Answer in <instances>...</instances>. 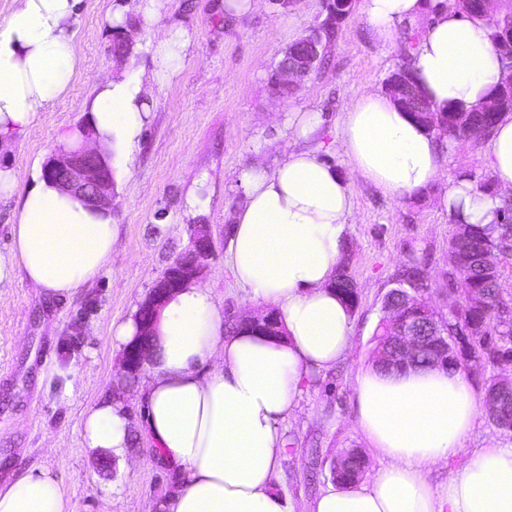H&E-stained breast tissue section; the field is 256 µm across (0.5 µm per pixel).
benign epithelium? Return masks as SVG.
<instances>
[{
  "label": "benign epithelium",
  "mask_w": 512,
  "mask_h": 512,
  "mask_svg": "<svg viewBox=\"0 0 512 512\" xmlns=\"http://www.w3.org/2000/svg\"><path fill=\"white\" fill-rule=\"evenodd\" d=\"M471 8L485 16L496 17L503 26L504 36L500 48L508 59L503 72L502 86L504 90H512V8L503 9L502 0H468ZM316 45L309 42L298 61L288 63L277 69L278 79L275 85L299 84L307 77L311 63L315 60ZM389 90L397 105L413 106V111L424 118L431 119V108L421 98L419 89L407 78H399L389 83ZM51 176L64 190L84 197L92 205L106 203L114 190L112 169L103 161L101 154L89 144L84 143L76 149L58 154L52 159ZM213 241L206 225L192 227L190 245L182 260L169 264L154 284L147 299L140 306L141 330L138 340L131 344L123 353V372L129 379L139 376L150 349L153 327L164 303L176 289L197 280L205 268V262L213 254ZM419 282L412 280L407 286L394 288L385 296L382 304L383 312L395 325L396 335L391 340L396 348L400 365L412 366L416 363L424 345H431L429 363L446 367L460 360L467 347L465 333L453 337V346H448V335L443 331V314L424 301L422 307L416 309L415 315L403 313L405 305L399 299H407L409 292L417 290ZM476 304L472 293L461 295L457 291L447 294V315L457 316L465 308ZM243 325L263 332L272 331L278 322L274 313L269 311L261 316L242 319ZM502 373L498 379L500 387L488 393V411L491 419L499 418L501 400L505 389L512 386V361L499 363Z\"/></svg>",
  "instance_id": "benign-epithelium-1"
}]
</instances>
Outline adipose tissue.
Here are the masks:
<instances>
[{"instance_id": "adipose-tissue-1", "label": "adipose tissue", "mask_w": 512, "mask_h": 512, "mask_svg": "<svg viewBox=\"0 0 512 512\" xmlns=\"http://www.w3.org/2000/svg\"><path fill=\"white\" fill-rule=\"evenodd\" d=\"M78 0H16L0 23V145L19 140L52 112L75 75L70 23ZM425 0H364L376 38L392 43L398 26L415 25ZM487 21L459 0H444L407 54V66L434 110L472 108L501 79L500 51ZM193 43L188 30H159L157 74L175 75ZM152 93L114 76L99 80L81 110L105 156L122 149L132 162L152 111ZM319 113L298 117L290 152L274 170L253 164L240 175L245 202L231 228L228 262L253 304L273 309L283 328L270 336L224 332L209 288L176 291L161 312L136 393L146 431L183 482L163 512H287L274 478L287 452L282 423L314 374L353 349V315L333 281L353 214V179L398 198L427 188L443 162L437 132L417 124L382 90L344 111L338 145L341 174L310 147ZM488 160L498 189L480 191L462 177L441 200L466 224L495 223L512 190V116L495 127ZM120 235L109 206H92L47 174L34 177L11 226L13 246L0 256V287L26 280L42 296L66 300L110 266ZM356 425L381 462L357 485L321 493L307 512H512V445L466 450L484 399L461 371L375 365L356 379ZM86 448L124 456L134 434L123 406L103 399L82 419ZM465 455L443 492L426 480L435 466ZM68 493L49 469L30 467L0 485V512H67Z\"/></svg>"}]
</instances>
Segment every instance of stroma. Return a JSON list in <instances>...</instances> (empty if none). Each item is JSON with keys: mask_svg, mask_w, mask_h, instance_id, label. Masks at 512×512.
Listing matches in <instances>:
<instances>
[{"mask_svg": "<svg viewBox=\"0 0 512 512\" xmlns=\"http://www.w3.org/2000/svg\"><path fill=\"white\" fill-rule=\"evenodd\" d=\"M131 0H80L72 26L77 70L52 112L16 143L0 148V165L20 173L11 197L0 200V254L12 247L10 227L32 174L57 150V134L84 122L80 106L95 83L122 75H151V44L158 26L179 24L194 34L192 48L172 79L153 80L152 118L134 160L114 172L112 220L120 238L112 263L70 300L44 299L27 281L0 287V484L14 471L46 466L70 490L69 512H160L182 481L143 437L144 406L122 380L123 353L112 346L113 324L138 312L164 268L190 244L191 228L206 225L214 245L200 279L227 319L253 314L227 262V227L244 190L239 175L254 162L275 168L292 140L294 111L320 113L322 157L346 168L336 149L342 113L352 100L384 87L405 63L410 36L400 26L393 45H381L353 0L325 60L290 94L272 79L285 49L325 18V0H260L255 11L228 16L224 0H160L158 26L130 7ZM123 13L129 52L116 57L108 14ZM485 142L443 147L444 167L424 191L399 199L354 181L347 272L359 293L354 348L330 371L314 376L299 410L282 425L288 442L275 478L293 512H303L333 482L332 460L344 448L365 450L355 424L356 376L370 364L384 296L405 265L420 262L435 307L448 291V244L455 224L441 197L460 176L490 179ZM195 207H188L189 198ZM122 403L138 439L126 463L100 460L83 445L81 414L103 398ZM112 487L117 501L104 490Z\"/></svg>", "mask_w": 512, "mask_h": 512, "instance_id": "stroma-1", "label": "stroma"}]
</instances>
